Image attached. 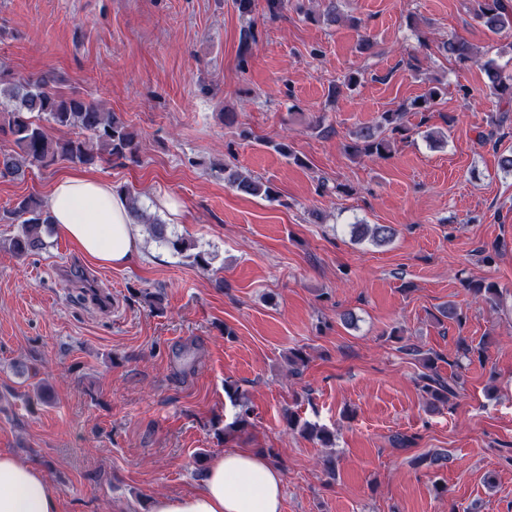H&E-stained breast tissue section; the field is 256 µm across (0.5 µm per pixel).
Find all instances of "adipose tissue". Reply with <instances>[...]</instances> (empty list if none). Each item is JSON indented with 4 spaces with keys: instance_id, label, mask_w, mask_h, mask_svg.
Listing matches in <instances>:
<instances>
[{
    "instance_id": "obj_1",
    "label": "adipose tissue",
    "mask_w": 512,
    "mask_h": 512,
    "mask_svg": "<svg viewBox=\"0 0 512 512\" xmlns=\"http://www.w3.org/2000/svg\"><path fill=\"white\" fill-rule=\"evenodd\" d=\"M54 228L90 260L128 264L139 229L123 192L84 171L54 182L46 199ZM283 476L267 458L230 449L215 457L192 490L159 496L152 512H282ZM58 491L37 463L0 453V512H57Z\"/></svg>"
}]
</instances>
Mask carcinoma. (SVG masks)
<instances>
[{
    "label": "carcinoma",
    "instance_id": "cac0c4a2",
    "mask_svg": "<svg viewBox=\"0 0 512 512\" xmlns=\"http://www.w3.org/2000/svg\"><path fill=\"white\" fill-rule=\"evenodd\" d=\"M474 15L493 34L512 29V9L505 0H476ZM441 49L446 56L460 62L475 55L473 46L459 37L448 38L442 42ZM484 71L489 89L511 109L512 75L504 74L493 58L485 61ZM61 82L63 78L54 74L16 78L9 72L0 71V132L10 135L13 144L11 151L0 154V177L23 176L32 169H47L59 160L91 167L106 158L133 159L138 156L137 134L121 116L76 93L56 90L55 85ZM440 94L441 88L432 86L408 106L384 112L374 124L355 130L348 145L350 155L383 157L389 154L392 143L409 132L404 123L406 113L429 111ZM50 127L63 133L73 131L75 136L54 138L48 132ZM223 170L224 180L240 192L266 198L275 195L267 181L243 175L228 166ZM126 200L136 221L148 225L154 239L171 245L174 251L197 265L208 264L205 254L196 250L192 240L182 237L172 240L167 235L165 224L147 218L138 196L128 193ZM0 222L18 225L12 239V251L16 256L26 257L48 247L43 231L51 227V217L40 198L29 195L20 199L12 209L0 214ZM352 233L376 246H384L393 240L396 231L385 224H354ZM467 288L488 303H495L498 289L494 283L470 281ZM420 361L422 372L417 375V382L431 403L444 405L458 395V375L440 376L433 356L426 355ZM286 420L293 430L317 437L326 444L331 442L329 430L301 421L294 411H288Z\"/></svg>",
    "mask_w": 512,
    "mask_h": 512
}]
</instances>
